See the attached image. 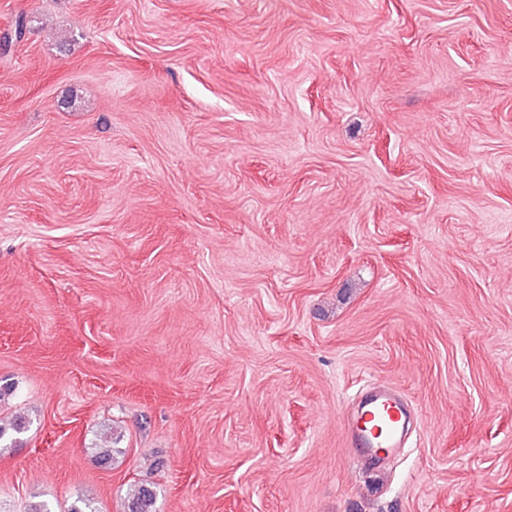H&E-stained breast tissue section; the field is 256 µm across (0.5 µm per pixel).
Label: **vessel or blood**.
<instances>
[{
	"mask_svg": "<svg viewBox=\"0 0 512 512\" xmlns=\"http://www.w3.org/2000/svg\"><path fill=\"white\" fill-rule=\"evenodd\" d=\"M408 415V406L394 386L378 384L376 392L367 396L357 414L347 421L352 453L364 455L399 448Z\"/></svg>",
	"mask_w": 512,
	"mask_h": 512,
	"instance_id": "obj_1",
	"label": "vessel or blood"
}]
</instances>
